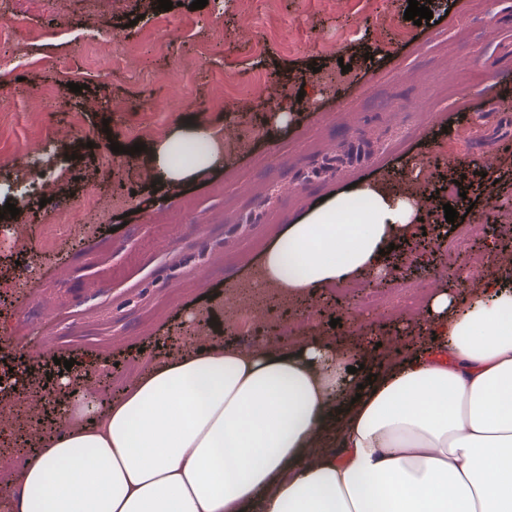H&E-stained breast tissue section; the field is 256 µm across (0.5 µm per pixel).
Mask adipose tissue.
Listing matches in <instances>:
<instances>
[{
	"instance_id": "obj_1",
	"label": "adipose tissue",
	"mask_w": 512,
	"mask_h": 512,
	"mask_svg": "<svg viewBox=\"0 0 512 512\" xmlns=\"http://www.w3.org/2000/svg\"><path fill=\"white\" fill-rule=\"evenodd\" d=\"M212 140L204 124L171 131L153 176L178 186L222 166L215 149L176 158ZM407 167L409 188L364 181L289 225L253 286L322 298L382 270L426 205L425 169ZM420 331L369 380L364 344L172 337L95 415L67 405L0 468V512H512V281L486 274L464 297L436 286ZM331 428L338 448H317Z\"/></svg>"
}]
</instances>
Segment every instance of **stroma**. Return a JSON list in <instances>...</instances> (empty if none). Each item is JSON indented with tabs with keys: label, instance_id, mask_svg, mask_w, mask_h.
<instances>
[{
	"label": "stroma",
	"instance_id": "35a3bbf8",
	"mask_svg": "<svg viewBox=\"0 0 512 512\" xmlns=\"http://www.w3.org/2000/svg\"><path fill=\"white\" fill-rule=\"evenodd\" d=\"M171 10L154 0H0L13 27V47L27 50L0 66V361L28 371L52 392L62 390L59 361L99 385L103 375L144 369L167 351L166 339L197 310L223 295L226 282L249 280L265 245L320 198L362 181L289 191L320 149L359 138L378 146L403 130L407 151L376 168L401 183L418 159L434 184L461 183L424 217V234L398 242L391 254L405 282L429 288L441 266L461 296L476 287L461 276L512 211V137L470 150L478 126L459 99L512 112V57L499 53L512 34V0H441L434 22L414 25L408 0H222ZM454 47L452 56L439 50ZM349 71H342V64ZM345 73L326 93L319 74ZM469 75L460 84L461 75ZM78 91H71V84ZM290 119L275 125L274 115ZM247 121L248 151L225 154L223 168L179 188L155 183L146 149L169 131L195 122L221 130ZM122 145L112 152L111 142ZM142 144L144 152L127 154ZM495 165L497 181L472 168ZM128 170L124 205L113 206V169ZM51 183L48 203L20 196L28 181ZM287 187L280 222L235 231L227 218L252 207L267 189ZM104 203L93 234L78 247H43V227L74 215L86 198ZM458 213L446 231L444 205ZM27 225L26 249L12 248L15 224ZM481 225L464 248L449 250L458 227ZM27 278L17 295L15 283ZM339 327H331V320ZM307 332L341 344L355 336L411 342L413 322L393 311H349L343 299L312 302Z\"/></svg>",
	"mask_w": 512,
	"mask_h": 512
}]
</instances>
